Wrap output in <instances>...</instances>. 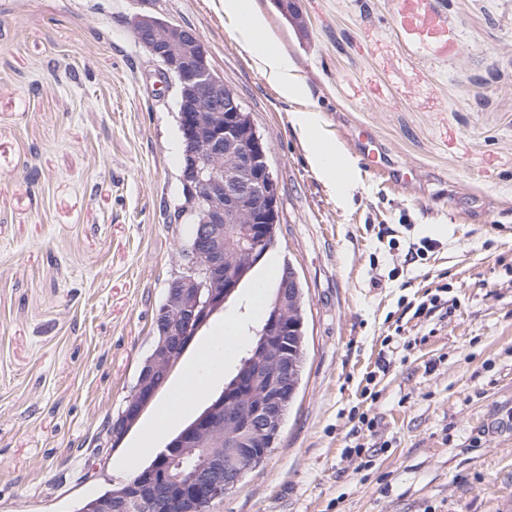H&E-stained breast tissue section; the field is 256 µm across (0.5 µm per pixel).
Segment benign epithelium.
<instances>
[{"mask_svg":"<svg viewBox=\"0 0 512 512\" xmlns=\"http://www.w3.org/2000/svg\"><path fill=\"white\" fill-rule=\"evenodd\" d=\"M134 34L161 64L163 78L178 82L185 157L179 176L185 200L182 215L191 216L196 229L192 243L181 251L180 271L170 280L167 336L153 345L120 421L106 420L108 448L137 423L197 332L238 287L236 265L252 259L266 243V224L277 219L279 201L263 139L241 122L240 100L215 75L203 37L151 15L136 19ZM228 224L246 225L236 244L227 242ZM292 317V289L284 286L261 342L235 378V387L251 391L254 398L233 393L215 400L158 455L147 473L122 490L129 512L149 502L159 487L178 491L181 502L202 503L211 510L224 502V492L237 486L250 461L246 446L280 429L277 406L288 390V355L281 346L299 329ZM219 434L224 435V447L231 449L228 457L212 449V438ZM188 460L195 461L190 471L174 468Z\"/></svg>","mask_w":512,"mask_h":512,"instance_id":"1","label":"benign epithelium"}]
</instances>
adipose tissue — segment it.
<instances>
[{
  "label": "adipose tissue",
  "instance_id": "obj_1",
  "mask_svg": "<svg viewBox=\"0 0 512 512\" xmlns=\"http://www.w3.org/2000/svg\"><path fill=\"white\" fill-rule=\"evenodd\" d=\"M224 12L230 17H244L245 22L238 29L241 41L254 53L257 64L266 79L279 87L284 95L290 96L300 89V82L287 59L265 50L256 39L262 27L257 18L246 15V0H224ZM244 338L237 324L220 321L212 330L210 344L203 347L189 364L180 383L169 394L158 412L159 422L175 425L188 414L202 395L203 388L220 376V362L233 360L240 352Z\"/></svg>",
  "mask_w": 512,
  "mask_h": 512
}]
</instances>
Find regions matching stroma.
Masks as SVG:
<instances>
[{
  "label": "stroma",
  "mask_w": 512,
  "mask_h": 512,
  "mask_svg": "<svg viewBox=\"0 0 512 512\" xmlns=\"http://www.w3.org/2000/svg\"><path fill=\"white\" fill-rule=\"evenodd\" d=\"M294 2L301 31L249 0L302 81L287 97L221 0H0V512H75L149 463L142 431L183 371L84 477L192 235L171 219L177 92L137 14L203 36L280 188L276 240L213 322L254 338L268 261L303 288L278 446L217 512H512V0ZM300 112L354 160L348 190L316 173Z\"/></svg>",
  "instance_id": "obj_1"
}]
</instances>
